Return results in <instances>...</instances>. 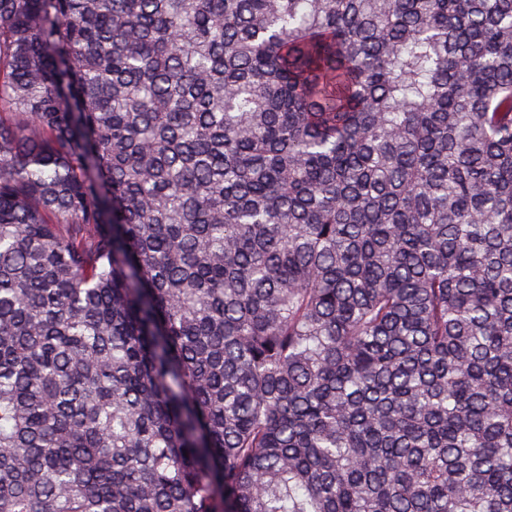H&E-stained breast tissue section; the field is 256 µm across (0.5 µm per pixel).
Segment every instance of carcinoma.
I'll return each instance as SVG.
<instances>
[{
  "instance_id": "cac0c4a2",
  "label": "carcinoma",
  "mask_w": 512,
  "mask_h": 512,
  "mask_svg": "<svg viewBox=\"0 0 512 512\" xmlns=\"http://www.w3.org/2000/svg\"><path fill=\"white\" fill-rule=\"evenodd\" d=\"M0 512H512V0H0Z\"/></svg>"
}]
</instances>
